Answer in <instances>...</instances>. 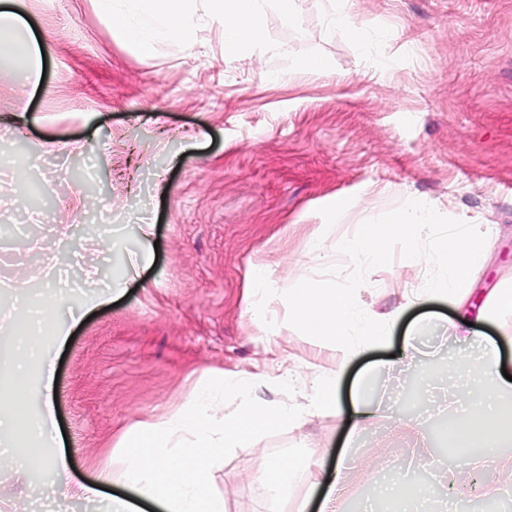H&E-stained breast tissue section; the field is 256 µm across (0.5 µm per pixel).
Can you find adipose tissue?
Returning a JSON list of instances; mask_svg holds the SVG:
<instances>
[{"mask_svg":"<svg viewBox=\"0 0 512 512\" xmlns=\"http://www.w3.org/2000/svg\"><path fill=\"white\" fill-rule=\"evenodd\" d=\"M98 2L111 33L146 57L155 53L161 40L193 49L200 18L205 15L222 25L224 55L235 58L247 48L264 44L268 10H275L289 24L295 22L298 11L297 0H133L129 6L124 0ZM43 49V38L19 13L16 0H0V59L23 60L22 79L27 85L41 83ZM436 221V215L420 205L401 207L384 218L364 221L356 237L337 240L335 251L365 273L381 265L397 246L411 256L423 255L428 239H433ZM435 241L432 255L446 269L447 277L438 288L412 292L408 305L433 296L461 304L475 272L486 263L489 243L482 235L459 231ZM64 294V289L48 286L33 306L16 313L8 330L0 332V346L10 352L7 378L11 386L10 396L0 398V435L8 438L6 452L0 453V470L24 460L32 482L55 474L54 495L102 499L108 512H144L148 505L157 512H226L223 496L212 488L213 469L226 451L271 430L301 426L307 416L338 413L339 382L347 367L364 351L388 340L400 318L396 311L381 318L365 309L356 289L336 288L320 279L297 288H277L270 284L265 269L257 268L250 294L254 322L273 325L270 304L287 303L291 324L314 345L334 350L335 369L314 382L304 406L251 398L257 376L211 375L177 410L138 424L123 435L126 465L117 480L129 494L118 497L110 493L117 481L111 466L99 467L92 481L76 485L70 479L66 454L47 459L33 446L34 439L50 436L55 427V378L48 347L64 342L69 334L68 327L54 319ZM444 379L449 391L462 395L472 409L443 420L442 442L454 451L461 466L482 470L504 464L512 470V460L502 461L498 454L499 448L512 446V410H502L497 404L500 396L512 392V381L503 375L496 343L486 345L481 354L452 358ZM35 395L42 406L32 414L27 407ZM228 400L239 401L237 414H225ZM405 469V464L395 463L396 478L380 486L379 495L393 501L396 512H446V500L400 482ZM301 470L307 472L311 485L327 487L319 512H338L344 487L325 480L320 463L310 458L261 459L259 471L271 503L287 495L294 475Z\"/></svg>","mask_w":512,"mask_h":512,"instance_id":"obj_1","label":"adipose tissue"}]
</instances>
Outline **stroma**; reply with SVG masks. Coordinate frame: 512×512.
<instances>
[{"instance_id":"stroma-1","label":"stroma","mask_w":512,"mask_h":512,"mask_svg":"<svg viewBox=\"0 0 512 512\" xmlns=\"http://www.w3.org/2000/svg\"><path fill=\"white\" fill-rule=\"evenodd\" d=\"M19 2L45 38L46 73L39 87L24 86L22 61H0V164L29 165L23 180L0 181V329L45 289L16 278L19 263L32 270L79 252L78 289L64 300L72 309L101 283L129 287L54 349L56 413L78 479L92 480L105 462L121 475L122 434L166 415L213 373L257 375L253 397L304 403L335 360L288 325L287 304L273 306L279 329L252 320L250 268L264 266L273 284L291 288L312 277L355 287L334 243L412 201L444 225L490 237L468 312L473 331L496 342L512 372V311L477 316L512 277V0H350L370 35L363 46L329 27L331 0H301L295 24L267 14L266 39L287 46V55L251 49L236 59L225 58L215 22L202 27L195 50L162 42L145 58L112 36L96 0ZM310 54L326 57L330 72L293 74V59ZM103 141L109 151L100 150ZM79 195L87 202L81 217L71 206ZM335 198L351 210L333 214ZM143 214L159 246L140 271ZM104 222L120 239L105 258L97 231ZM320 234L327 252L315 269L306 254ZM441 273L437 262L389 252L360 300L380 315L401 310L394 337L350 366L339 414L308 417L225 454L213 486L227 512L273 506L258 473L263 457L309 455L335 477L355 418L354 378L390 356L412 360L403 336L420 310L407 295L434 287ZM286 372L297 386L277 382ZM419 383L416 369L403 381L380 378L384 405L353 449L341 512H363L368 500L382 512L377 490L391 481L389 461L400 449L446 461L441 420L427 418Z\"/></svg>"}]
</instances>
